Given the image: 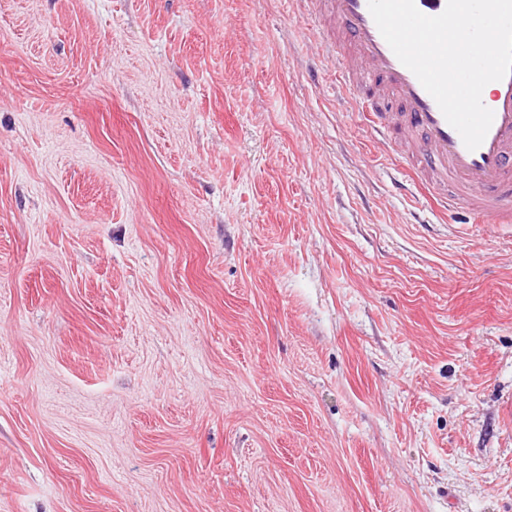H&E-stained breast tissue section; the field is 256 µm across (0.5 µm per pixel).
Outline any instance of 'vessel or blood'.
Here are the masks:
<instances>
[{
	"instance_id": "1",
	"label": "vessel or blood",
	"mask_w": 512,
	"mask_h": 512,
	"mask_svg": "<svg viewBox=\"0 0 512 512\" xmlns=\"http://www.w3.org/2000/svg\"><path fill=\"white\" fill-rule=\"evenodd\" d=\"M327 16L324 46L336 61V84L377 142H411V161L426 176L422 193L448 214L467 209L479 224H512V75L489 83L493 123L469 150L414 73L396 57L368 9V0H304Z\"/></svg>"
}]
</instances>
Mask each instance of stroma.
I'll return each instance as SVG.
<instances>
[{
	"instance_id": "1",
	"label": "stroma",
	"mask_w": 512,
	"mask_h": 512,
	"mask_svg": "<svg viewBox=\"0 0 512 512\" xmlns=\"http://www.w3.org/2000/svg\"><path fill=\"white\" fill-rule=\"evenodd\" d=\"M299 0H0V512H512V227L393 191Z\"/></svg>"
}]
</instances>
